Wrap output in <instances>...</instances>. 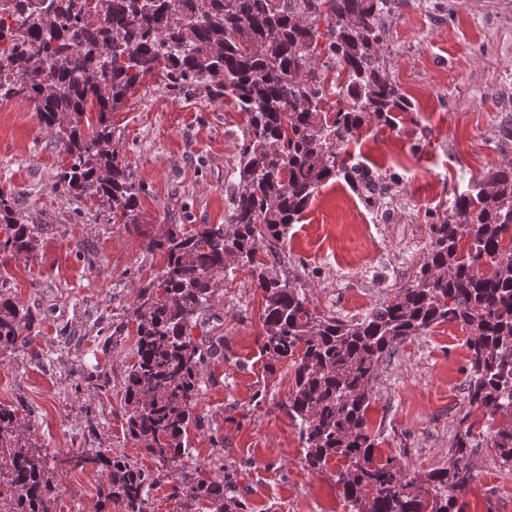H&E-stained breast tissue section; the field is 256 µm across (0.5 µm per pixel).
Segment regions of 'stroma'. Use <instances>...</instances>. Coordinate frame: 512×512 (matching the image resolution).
Wrapping results in <instances>:
<instances>
[{"instance_id":"obj_1","label":"stroma","mask_w":512,"mask_h":512,"mask_svg":"<svg viewBox=\"0 0 512 512\" xmlns=\"http://www.w3.org/2000/svg\"><path fill=\"white\" fill-rule=\"evenodd\" d=\"M396 2L381 54L413 110L394 125L362 127L338 156L371 172L377 201L330 180L280 253L312 307L344 319L410 282L455 192L512 161V0ZM110 121L112 146L141 186L133 228L113 221L102 198L65 191L69 155L30 101H0V184L16 188L19 217L45 226L30 253L0 254V295L35 318L29 344L0 351V404L22 418L34 453L57 457L56 512H110L105 473L66 461L98 450L151 472L150 512H191L174 496L175 481L222 478L230 512H345L339 462L313 469L301 460L283 408L291 362L262 351V295L247 270L230 273L203 314L224 345L200 370L201 422L183 435L189 457L159 462L128 435L122 387L135 361L133 310L140 286L165 264L144 236L223 223L246 115L202 92L166 94L151 79ZM466 336L445 323L397 344L379 367L368 426L379 436L377 457H397L413 477L446 464L468 434L473 479L458 508L512 512V466L493 447L507 420L469 403Z\"/></svg>"}]
</instances>
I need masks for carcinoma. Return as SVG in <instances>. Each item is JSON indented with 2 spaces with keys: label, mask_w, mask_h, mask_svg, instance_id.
I'll list each match as a JSON object with an SVG mask.
<instances>
[{
  "label": "carcinoma",
  "mask_w": 512,
  "mask_h": 512,
  "mask_svg": "<svg viewBox=\"0 0 512 512\" xmlns=\"http://www.w3.org/2000/svg\"><path fill=\"white\" fill-rule=\"evenodd\" d=\"M0 7L20 18L0 51V76L12 77L0 83V99H28L39 122L64 135L66 190L107 199L115 219L135 223L140 188L112 148L109 115L144 79L156 78L172 95L202 89L214 102L231 99L247 117L224 223L190 231L171 224L146 236V249L163 253L166 264L158 282L141 287L133 311L136 361L123 383L132 439L164 462L190 454L183 434L200 422L199 370L221 346L193 330L228 269L244 268L262 293L263 350L293 362L285 408L303 461L313 469L333 457L345 461L336 482L348 512H460L458 497L472 480L467 438L448 452L451 464L409 479L397 458L375 456L366 419L380 363L436 325L468 331L469 404L508 418L493 447L512 462L511 161L455 193L448 214L431 225V247L412 281L358 318L309 309L297 279L265 261L278 259L288 228L344 171L336 158L355 133L412 111L383 75V19L394 0H109V22L94 32L82 26L86 0H60L51 16L30 10L28 0ZM333 90L346 106L330 119L323 103ZM89 105L98 127L87 136L79 124ZM15 195L0 186V254L12 256L30 251L42 230L17 216ZM33 328L29 313L0 301V351L25 346L32 337L23 332ZM21 427L15 410L0 405V512H53L50 468ZM68 462L108 471L106 498L119 512H148L149 471L100 451ZM173 494L225 512L222 480L178 481Z\"/></svg>",
  "instance_id": "cac0c4a2"
}]
</instances>
